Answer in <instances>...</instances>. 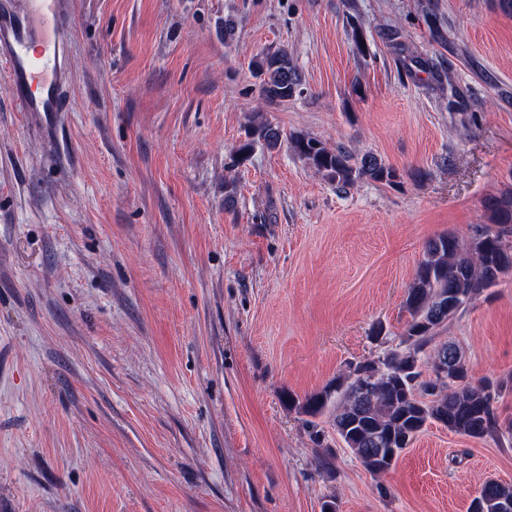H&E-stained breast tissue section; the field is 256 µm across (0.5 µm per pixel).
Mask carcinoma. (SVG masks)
I'll list each match as a JSON object with an SVG mask.
<instances>
[{"mask_svg": "<svg viewBox=\"0 0 512 512\" xmlns=\"http://www.w3.org/2000/svg\"><path fill=\"white\" fill-rule=\"evenodd\" d=\"M253 67L264 99L281 102L301 93V77L288 50L263 52ZM280 142L279 128L252 121L233 161H247L257 144L271 149ZM291 148L341 186L367 179L392 185L398 178L394 168L371 154L357 160L346 150H328L314 137L296 135ZM483 207L489 223L475 226L469 238L444 233L426 242L407 288L404 347L354 366L319 392L302 399L288 396L289 408L311 418L332 410L336 435L375 475L388 472L432 421L473 439L512 436V419L502 417L496 406L502 392L512 390V378L474 382L459 347L437 341L460 311L512 271V189L486 198ZM437 361L447 363L451 381L424 376L423 366ZM469 512H512V485L485 482Z\"/></svg>", "mask_w": 512, "mask_h": 512, "instance_id": "obj_1", "label": "carcinoma"}]
</instances>
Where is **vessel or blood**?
Returning a JSON list of instances; mask_svg holds the SVG:
<instances>
[{"label": "vessel or blood", "mask_w": 512, "mask_h": 512, "mask_svg": "<svg viewBox=\"0 0 512 512\" xmlns=\"http://www.w3.org/2000/svg\"><path fill=\"white\" fill-rule=\"evenodd\" d=\"M65 0H31L29 12L0 7V50L5 53L9 86L19 111L52 119L65 111L68 36L63 27ZM53 30L52 52L30 54L42 31Z\"/></svg>", "instance_id": "vessel-or-blood-1"}]
</instances>
